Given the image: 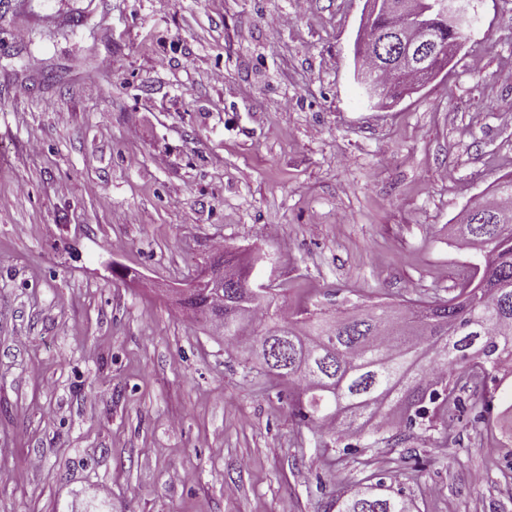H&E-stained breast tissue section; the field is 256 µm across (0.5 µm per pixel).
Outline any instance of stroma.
Returning a JSON list of instances; mask_svg holds the SVG:
<instances>
[{
    "label": "stroma",
    "mask_w": 512,
    "mask_h": 512,
    "mask_svg": "<svg viewBox=\"0 0 512 512\" xmlns=\"http://www.w3.org/2000/svg\"><path fill=\"white\" fill-rule=\"evenodd\" d=\"M363 6L0 0V512L102 486L105 512H336L377 479L415 512H512V387L490 430L467 409L346 451L175 305L220 246L333 315L481 263L454 232L512 174V0L387 106L354 79Z\"/></svg>",
    "instance_id": "stroma-1"
}]
</instances>
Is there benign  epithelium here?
Listing matches in <instances>:
<instances>
[{
	"label": "benign epithelium",
	"mask_w": 512,
	"mask_h": 512,
	"mask_svg": "<svg viewBox=\"0 0 512 512\" xmlns=\"http://www.w3.org/2000/svg\"><path fill=\"white\" fill-rule=\"evenodd\" d=\"M368 10H383L391 19L389 28L371 37L368 52L369 65L358 73V81L369 99H374L381 87V80L395 79L424 86L434 79L428 65L432 56L440 58L454 51L439 31L431 26L433 17L448 21V29H462L469 22L471 0H367ZM245 288L255 301L266 300L268 286L250 285L249 278L235 270L207 266L194 278L190 286L180 291L179 303L189 310L187 298L196 288H213L224 296L226 288Z\"/></svg>",
	"instance_id": "benign-epithelium-1"
}]
</instances>
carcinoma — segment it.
Here are the masks:
<instances>
[{"label":"carcinoma","instance_id":"cac0c4a2","mask_svg":"<svg viewBox=\"0 0 512 512\" xmlns=\"http://www.w3.org/2000/svg\"><path fill=\"white\" fill-rule=\"evenodd\" d=\"M495 209L481 224H461L457 241L486 244L484 268L464 279L456 296L405 308V323L385 318V305L354 306L353 324L329 334L324 308L313 304L289 313L268 297V307L237 330L251 341H268L273 329L305 330L322 344L294 362L269 365L277 377L297 386L294 415L327 426L333 443L360 447L369 431L383 428L448 429V408L461 405L459 384L484 391L477 423H492L495 392L512 374V177L493 185ZM356 485L337 502V512H410L390 488L386 499L365 495Z\"/></svg>","mask_w":512,"mask_h":512}]
</instances>
